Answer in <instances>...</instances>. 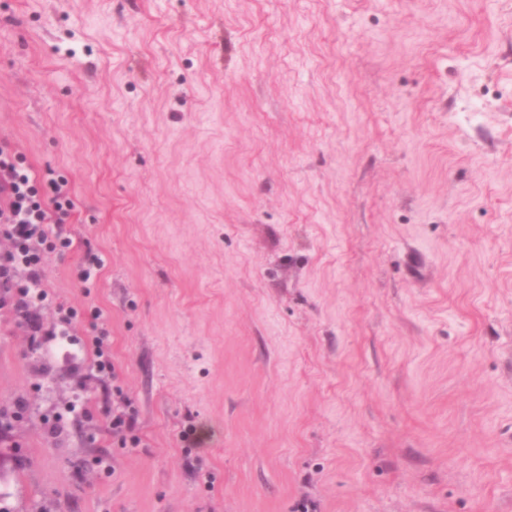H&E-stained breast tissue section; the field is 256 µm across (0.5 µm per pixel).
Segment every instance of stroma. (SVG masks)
<instances>
[{"mask_svg":"<svg viewBox=\"0 0 512 512\" xmlns=\"http://www.w3.org/2000/svg\"><path fill=\"white\" fill-rule=\"evenodd\" d=\"M0 139L142 438L0 310V512H512V0H0ZM103 267L104 259L101 252L93 250L89 244L85 245V251L77 268L76 276L78 281L83 284V293L86 297L91 294L86 284L96 279Z\"/></svg>","mask_w":512,"mask_h":512,"instance_id":"35a3bbf8","label":"stroma"}]
</instances>
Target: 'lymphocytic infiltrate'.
Returning <instances> with one entry per match:
<instances>
[{
	"label": "lymphocytic infiltrate",
	"mask_w": 512,
	"mask_h": 512,
	"mask_svg": "<svg viewBox=\"0 0 512 512\" xmlns=\"http://www.w3.org/2000/svg\"><path fill=\"white\" fill-rule=\"evenodd\" d=\"M77 209L69 180L52 170L37 171L18 146L0 140V237L10 247L0 251V309H8L29 336H79L90 366L88 381L97 383L101 400L98 414L106 431L119 441L138 443V423L130 397L117 383V370L105 329L99 328L98 306L89 319L54 301L48 288L46 267L51 254L73 246L63 231ZM49 310V321L40 313Z\"/></svg>",
	"instance_id": "1"
}]
</instances>
